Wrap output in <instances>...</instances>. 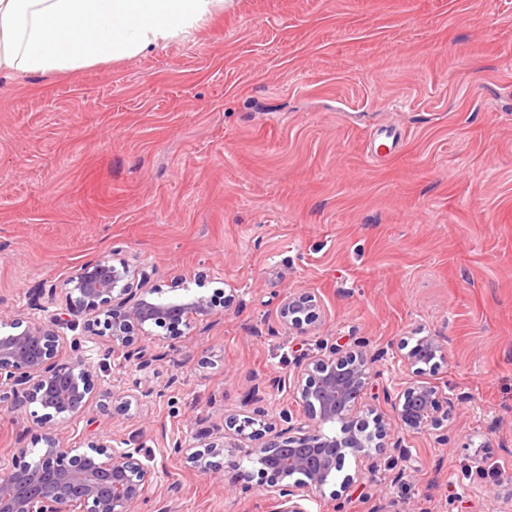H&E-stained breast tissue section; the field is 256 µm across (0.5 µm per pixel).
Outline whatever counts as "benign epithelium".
I'll use <instances>...</instances> for the list:
<instances>
[{
	"label": "benign epithelium",
	"instance_id": "1",
	"mask_svg": "<svg viewBox=\"0 0 512 512\" xmlns=\"http://www.w3.org/2000/svg\"><path fill=\"white\" fill-rule=\"evenodd\" d=\"M150 278L145 266L104 256L70 276L64 305L48 316L0 314V403L29 412L44 444L37 459H28L29 450L22 448L0 469V512H137L158 492L155 468L138 458L139 449L115 446L107 436L69 448L59 438L60 427L97 396L128 409L152 394L141 387L139 378L125 391H100L80 354L82 341L67 339L62 329L79 328L84 336L107 335L112 350L145 371L149 363L141 342L149 335L148 326L166 327L182 336L213 314L215 300L191 293L178 281L167 290L157 285L146 289ZM320 311L315 295L290 292L281 302V322L288 329H300L317 321ZM67 347L72 355L63 362L60 354ZM401 348L407 352L384 371L377 368L379 359L367 352L365 341H327L320 355L296 358L293 387L305 417L281 410L279 420L287 427L278 431L268 412L258 406L227 416L232 441L205 431L192 446L180 438L171 440L169 452L204 475L228 468L230 479L224 489L232 494L249 488L250 472L240 464L249 459L276 512H310L305 502L317 501L348 456L357 469L332 492L336 499L366 487V475L383 466L396 463L405 475L414 470V459L411 449L389 443L396 426H436L443 405L452 407L469 396L425 380L445 357L443 337L423 336L411 348ZM370 385L377 387L373 400L394 406L397 423L362 401ZM364 414L373 416V422L363 419ZM388 447L395 455L386 460Z\"/></svg>",
	"mask_w": 512,
	"mask_h": 512
}]
</instances>
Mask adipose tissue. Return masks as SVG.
<instances>
[{
    "label": "adipose tissue",
    "instance_id": "ef3b65f1",
    "mask_svg": "<svg viewBox=\"0 0 512 512\" xmlns=\"http://www.w3.org/2000/svg\"><path fill=\"white\" fill-rule=\"evenodd\" d=\"M233 0H0V75L122 61L185 39Z\"/></svg>",
    "mask_w": 512,
    "mask_h": 512
}]
</instances>
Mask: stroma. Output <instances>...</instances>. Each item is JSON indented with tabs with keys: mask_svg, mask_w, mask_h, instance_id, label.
I'll return each mask as SVG.
<instances>
[{
	"mask_svg": "<svg viewBox=\"0 0 512 512\" xmlns=\"http://www.w3.org/2000/svg\"><path fill=\"white\" fill-rule=\"evenodd\" d=\"M391 149L366 153L374 132ZM118 251L216 300L191 333L151 327V397L92 400L62 441L140 449L161 494L140 512H274L252 490L167 453L220 433L253 385L320 340L443 336L429 379L468 393L439 428L395 432L416 468L374 475L383 497L315 512H506L512 496V0H237L192 38L110 65L0 78V312L64 299ZM322 313L279 326L290 292ZM0 405V456L34 447ZM490 484L497 497L464 493Z\"/></svg>",
	"mask_w": 512,
	"mask_h": 512,
	"instance_id": "stroma-1",
	"label": "stroma"
}]
</instances>
